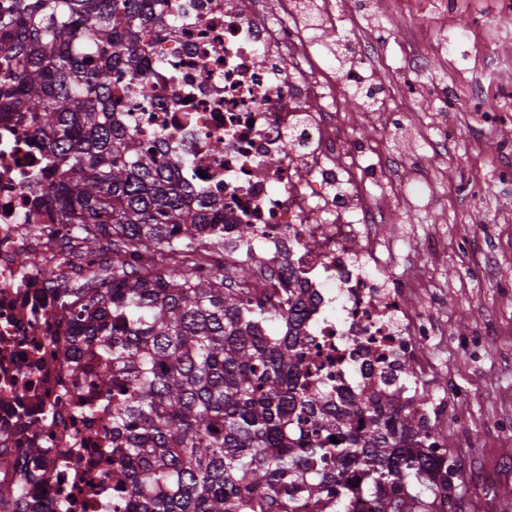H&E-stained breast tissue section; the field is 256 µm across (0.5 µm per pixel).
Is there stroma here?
Segmentation results:
<instances>
[{"instance_id":"stroma-1","label":"stroma","mask_w":512,"mask_h":512,"mask_svg":"<svg viewBox=\"0 0 512 512\" xmlns=\"http://www.w3.org/2000/svg\"><path fill=\"white\" fill-rule=\"evenodd\" d=\"M356 24L324 42L376 40L367 84L398 88L388 111H367L350 87L346 112L359 177L387 214L376 235L392 252L393 284L413 290L412 307L434 331L426 359L413 368L426 384L447 451L457 469L454 512H503L512 499V176L502 148H512V108L491 138L480 130L482 100L467 92L512 71V0H412L403 14L376 16L359 0ZM486 28L491 60L473 45L447 46L461 28ZM428 66L411 70V54ZM413 101L399 108L401 98ZM395 162L385 172V158ZM429 168L428 181L412 173Z\"/></svg>"}]
</instances>
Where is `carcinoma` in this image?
<instances>
[{"label":"carcinoma","mask_w":512,"mask_h":512,"mask_svg":"<svg viewBox=\"0 0 512 512\" xmlns=\"http://www.w3.org/2000/svg\"><path fill=\"white\" fill-rule=\"evenodd\" d=\"M156 0H0V113L24 102L34 136L47 140L55 221L69 224L85 253L108 256L89 274L91 288L61 295L80 321L79 336L112 363L97 377L112 394V456L102 473L126 512H438L411 492L417 482L448 487L456 477L443 436L405 403L361 393L308 392L301 364L303 307L298 279L249 298L257 252L224 273L190 268L224 249L217 203L183 211L188 184L178 169L127 127L111 79L128 72L133 96L149 93L139 70L142 36H165L173 22ZM88 33L70 46L73 27ZM111 51L96 54L97 45ZM103 213L112 222L103 224ZM139 255L177 264L138 276ZM422 396L425 383L398 362ZM338 442H331V438Z\"/></svg>","instance_id":"1"}]
</instances>
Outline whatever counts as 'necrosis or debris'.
<instances>
[{
    "mask_svg": "<svg viewBox=\"0 0 512 512\" xmlns=\"http://www.w3.org/2000/svg\"><path fill=\"white\" fill-rule=\"evenodd\" d=\"M279 17L263 0H162L175 23L165 40L146 38L143 70L150 98L132 101L128 80L115 96L131 100L126 124L159 142L193 192L224 199V249L196 270L238 264L253 250L270 254L259 283L280 287L298 274L308 290L303 329L310 339L302 369L310 390L384 388L394 354L417 356L429 334L411 308L410 290L370 275L382 263L373 235L383 215L355 177L358 150L340 109L370 63L372 45L350 42L345 70L315 50L311 31L336 30L355 16V0H280ZM293 59L289 69L281 56ZM223 151H215V141ZM45 152L19 113L0 114V485L21 486L38 512H113L112 412L79 413L109 363L77 343L76 324L59 289L93 266L67 224L53 223L36 194L46 184ZM254 236L242 242L237 227ZM364 237L367 249L350 245ZM33 446L41 455H30Z\"/></svg>",
    "mask_w": 512,
    "mask_h": 512,
    "instance_id": "necrosis-or-debris-1",
    "label": "necrosis or debris"
}]
</instances>
